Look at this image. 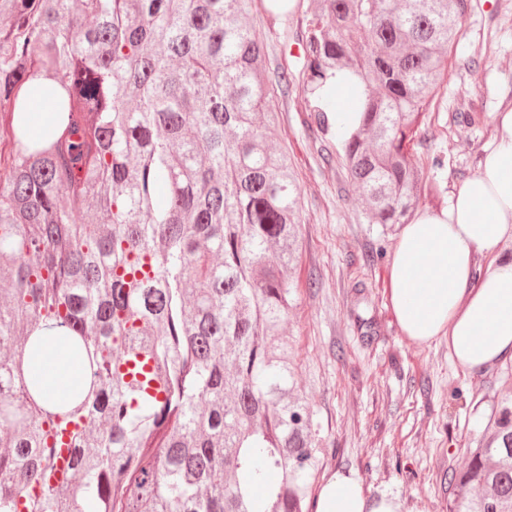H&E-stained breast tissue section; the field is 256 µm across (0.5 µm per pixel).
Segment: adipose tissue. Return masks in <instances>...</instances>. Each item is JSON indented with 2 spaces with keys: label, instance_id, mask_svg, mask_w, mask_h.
Returning <instances> with one entry per match:
<instances>
[{
  "label": "adipose tissue",
  "instance_id": "ef3b65f1",
  "mask_svg": "<svg viewBox=\"0 0 512 512\" xmlns=\"http://www.w3.org/2000/svg\"><path fill=\"white\" fill-rule=\"evenodd\" d=\"M29 140L45 139L58 116L41 88H27ZM496 135L477 173L455 190L446 210L416 212L399 233L387 299L403 336L428 344L444 336L448 354L472 372L512 360V109L492 116ZM47 400L66 394L68 351L54 343L26 360ZM314 512H394L372 503L354 478L336 474L321 487Z\"/></svg>",
  "mask_w": 512,
  "mask_h": 512
}]
</instances>
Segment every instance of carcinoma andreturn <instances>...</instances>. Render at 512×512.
Returning a JSON list of instances; mask_svg holds the SVG:
<instances>
[{"instance_id":"obj_1","label":"carcinoma","mask_w":512,"mask_h":512,"mask_svg":"<svg viewBox=\"0 0 512 512\" xmlns=\"http://www.w3.org/2000/svg\"><path fill=\"white\" fill-rule=\"evenodd\" d=\"M467 8L318 0L302 70L269 79L256 23L289 0H0V512L313 509L324 449L284 329L301 192L269 85L326 135L327 81L357 77L346 177L367 223L405 224L440 201L411 150ZM34 82L59 117L42 148ZM58 339L73 374L48 402L23 358ZM448 480L453 512H512L511 392Z\"/></svg>"}]
</instances>
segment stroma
Wrapping results in <instances>:
<instances>
[{
  "label": "stroma",
  "mask_w": 512,
  "mask_h": 512,
  "mask_svg": "<svg viewBox=\"0 0 512 512\" xmlns=\"http://www.w3.org/2000/svg\"><path fill=\"white\" fill-rule=\"evenodd\" d=\"M260 33L267 69L301 70L302 50L279 23L263 21ZM460 44L478 63L449 68L413 149L446 198L476 173L493 113L512 108V0H470ZM468 109L478 124L458 122ZM274 145L287 149L301 190V281L285 328L327 449L316 481L341 472L398 512H448L456 490L446 474L467 463L512 388V361L468 373L447 341L421 347L401 334L385 298L397 235L366 222L340 146L320 139L301 92L280 100Z\"/></svg>",
  "instance_id": "1"
}]
</instances>
